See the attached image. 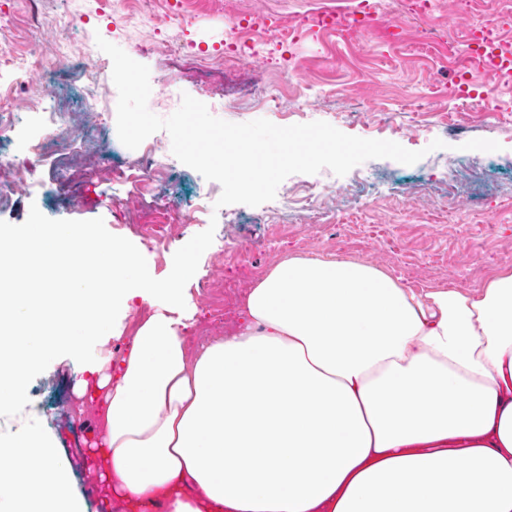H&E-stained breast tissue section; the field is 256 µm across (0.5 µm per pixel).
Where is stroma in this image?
I'll return each instance as SVG.
<instances>
[{
  "mask_svg": "<svg viewBox=\"0 0 512 512\" xmlns=\"http://www.w3.org/2000/svg\"><path fill=\"white\" fill-rule=\"evenodd\" d=\"M242 6L254 24L243 32V41L273 49L267 61L244 59L242 71L274 82L292 70L297 86L283 93L278 110L256 106L261 96L256 89L245 94L243 103L226 104L221 119L246 123L265 118L278 126L318 119L348 135L391 140L423 151V158L413 165L390 159L366 161L357 167L364 178L358 195L313 200L307 208H285L276 216L264 207L244 204L194 213L195 195L215 205L220 185L181 163L166 131L155 134L159 153L154 159H147L143 149H127L116 131L115 85L83 79L81 57L54 62L55 46L42 42L44 30L69 11L71 0H0V48L22 30L28 39L41 42L43 55L51 59L41 86L18 84V94L39 102L47 112L71 110L80 93L110 106L102 122L81 112L73 124L86 141L78 165L81 171H93V178L60 183L62 144L50 141L33 172V190L0 203V220L21 224L34 206L52 219L103 218L112 234L138 248L157 279L169 275L180 247L214 228L213 242L184 289L190 316L186 344L192 351L198 349L199 337L210 333L214 310L225 308V279L240 277L245 287H252L289 255L363 258L416 289H468L498 269L512 268V115L506 112L512 105V78L469 68L474 83L497 88L496 107L480 110L471 102L448 97L465 53L460 43L441 41L426 51L404 50V43L419 38L418 23L410 14L389 17L404 40L397 46L386 43L378 32L370 40L353 41L319 27V15L358 10L362 0H242ZM470 20L491 27L501 43L512 46V0H468L464 5L438 0L432 23L457 38ZM228 23L224 0H211L207 8L167 27L150 52L140 50L136 24L121 14L110 21L93 19L71 35L89 42L102 37L147 65L152 91L175 78L182 92L207 104L211 91L223 90L224 79L215 71L196 76L195 57L223 52ZM283 28L288 45L279 50L275 44ZM298 97L307 101V111H295ZM409 129L414 132L410 138L405 135ZM437 138L444 141V148L430 150ZM477 138L495 140L502 149L463 150V143ZM161 209L175 217L163 228L170 243L162 253L148 233ZM148 312V303L142 301L115 308L97 335L81 337L80 350L66 342L55 344L30 376L27 400L47 404L48 415L41 424L55 453L69 461L71 490L83 512L126 510L103 500L86 453L88 442L99 435L96 409L71 391L98 359L120 358Z\"/></svg>",
  "mask_w": 512,
  "mask_h": 512,
  "instance_id": "stroma-1",
  "label": "stroma"
}]
</instances>
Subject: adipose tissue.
Wrapping results in <instances>:
<instances>
[{
    "mask_svg": "<svg viewBox=\"0 0 512 512\" xmlns=\"http://www.w3.org/2000/svg\"><path fill=\"white\" fill-rule=\"evenodd\" d=\"M37 223L0 251V500L81 512L30 375L74 325L150 312L78 397L97 402L105 494L167 512H512V268L415 290L363 259L289 256L249 289L242 329L189 356L186 313L122 276L117 244Z\"/></svg>",
    "mask_w": 512,
    "mask_h": 512,
    "instance_id": "obj_1",
    "label": "adipose tissue"
}]
</instances>
